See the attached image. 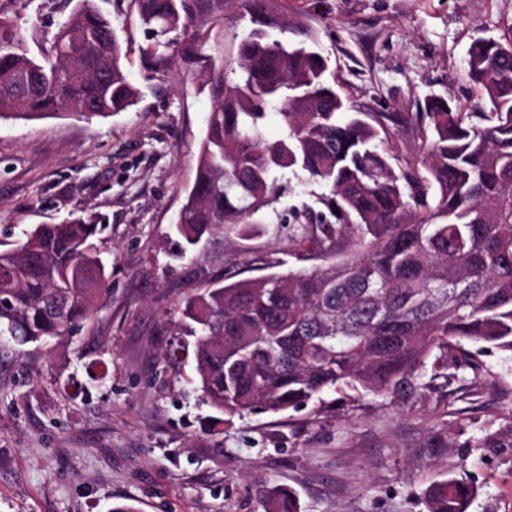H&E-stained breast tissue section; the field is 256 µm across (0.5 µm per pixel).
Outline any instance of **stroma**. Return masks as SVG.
Instances as JSON below:
<instances>
[{"instance_id":"stroma-1","label":"stroma","mask_w":512,"mask_h":512,"mask_svg":"<svg viewBox=\"0 0 512 512\" xmlns=\"http://www.w3.org/2000/svg\"><path fill=\"white\" fill-rule=\"evenodd\" d=\"M129 51L136 104L107 118L0 121V250L40 224L95 214L112 293L62 338L0 337V512H263L295 490L301 512H424L422 493L456 476L469 512H512V354L449 360L454 381L411 397L342 392L285 413L216 418L196 388L193 339L176 307L205 281L313 269L288 243L292 207L318 185L292 181L248 238L218 234L173 254V226L197 168L211 88L201 63L144 59L148 34L129 0H93ZM76 0H0L48 33ZM329 60L330 85L359 112H413L433 95L463 107L479 37L512 31V0H284Z\"/></svg>"}]
</instances>
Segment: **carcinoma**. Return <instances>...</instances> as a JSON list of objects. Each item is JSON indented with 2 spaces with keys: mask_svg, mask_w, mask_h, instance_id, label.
Returning a JSON list of instances; mask_svg holds the SVG:
<instances>
[{
  "mask_svg": "<svg viewBox=\"0 0 512 512\" xmlns=\"http://www.w3.org/2000/svg\"><path fill=\"white\" fill-rule=\"evenodd\" d=\"M194 0H131L150 43L179 30L182 52L206 57L214 104L196 179L177 224V256L217 231L249 236L277 212L286 173L326 188L321 204L291 211L288 242H308L323 268L213 283L179 306L194 338L193 382L220 415L298 409L328 391L411 396L429 388L456 349L512 353V36L479 38L467 73L490 106L466 112L431 96L418 112H352L326 83L328 61L280 0H224L246 19L224 52ZM296 41H288V35ZM34 29L0 11V119L61 113L108 117L134 105L128 53L110 22L79 4L38 59ZM278 109L282 136L262 128ZM333 218L327 222L326 217ZM92 219L41 224L0 250V336L17 344L66 336L90 322L108 292ZM475 487L450 477L425 491L426 512H468ZM265 512H300L291 489Z\"/></svg>",
  "mask_w": 512,
  "mask_h": 512,
  "instance_id": "obj_1",
  "label": "carcinoma"
}]
</instances>
